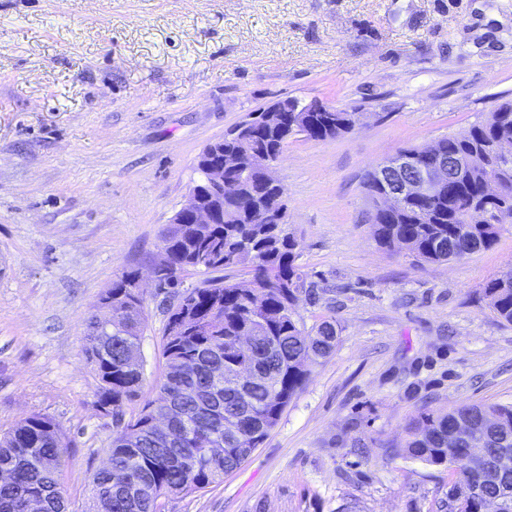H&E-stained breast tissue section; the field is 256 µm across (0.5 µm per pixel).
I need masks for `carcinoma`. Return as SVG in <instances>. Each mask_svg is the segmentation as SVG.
<instances>
[{
    "mask_svg": "<svg viewBox=\"0 0 512 512\" xmlns=\"http://www.w3.org/2000/svg\"><path fill=\"white\" fill-rule=\"evenodd\" d=\"M344 127L326 123V112H300L312 124L315 140L333 138L353 127L355 113H345ZM285 134L263 126L248 148L224 141V174L236 192L224 198V211L213 224L169 225L162 238L165 260L153 266L158 290L180 286V273L194 265L198 252L211 257L202 285L174 294L166 312L162 357L164 373L157 395L137 413L127 408L140 400L144 364L126 365L139 348L144 326V297L131 291L138 271L112 280L87 324L84 354L98 381L96 405L112 415L114 430L106 462L90 475L88 512H165L166 500L223 481L240 467L277 425L288 403L303 388L311 367L336 347L335 322L322 318L304 338L299 310L313 305L317 290L297 264L298 242L286 224L268 220L285 212L283 188L246 175L251 151H277ZM512 140V100L487 112L460 135L431 146L406 149L420 157L441 154L463 163V175L449 189L401 211L378 215L376 240L397 245L428 263L448 262L490 249L498 240V214L512 217V160L497 146ZM494 176L501 186L495 201L484 196V182ZM489 213L484 224L472 212ZM247 268L252 278L226 282L223 272ZM485 294L493 308L512 323V269L492 278ZM112 324V335L103 332ZM252 336L251 350L235 348V339ZM250 367L254 380L239 387L238 368ZM237 419L243 440L224 435V420ZM409 438L394 453L455 476L445 512H512V469H501L503 451L512 452V404H461L448 412H422L408 427ZM69 442L52 418L33 413L0 435V512H25L36 496L43 512H68L61 482Z\"/></svg>",
    "mask_w": 512,
    "mask_h": 512,
    "instance_id": "cac0c4a2",
    "label": "carcinoma"
}]
</instances>
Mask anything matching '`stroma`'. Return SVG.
<instances>
[{
    "instance_id": "stroma-1",
    "label": "stroma",
    "mask_w": 512,
    "mask_h": 512,
    "mask_svg": "<svg viewBox=\"0 0 512 512\" xmlns=\"http://www.w3.org/2000/svg\"><path fill=\"white\" fill-rule=\"evenodd\" d=\"M317 98L358 122L289 138L275 169L306 325L334 352L250 458L166 512H437L447 468L393 454L423 411L512 403V323L489 250L426 263L375 239L363 176L512 100V0H0V434L36 412L71 442L87 505L112 419L95 406L86 323L122 272H147L195 159L260 108ZM145 296L143 398L163 375ZM485 294L494 296L493 308L504 321L512 323V269L492 278L485 286Z\"/></svg>"
}]
</instances>
